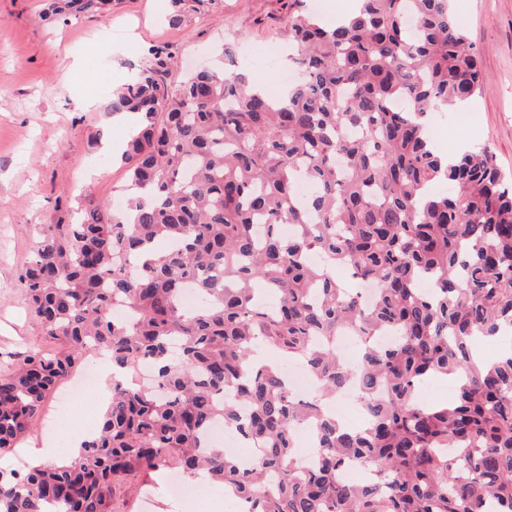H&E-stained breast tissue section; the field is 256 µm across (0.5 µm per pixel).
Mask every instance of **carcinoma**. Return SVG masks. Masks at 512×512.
Masks as SVG:
<instances>
[{
  "mask_svg": "<svg viewBox=\"0 0 512 512\" xmlns=\"http://www.w3.org/2000/svg\"><path fill=\"white\" fill-rule=\"evenodd\" d=\"M357 2L332 26L290 17L300 76L285 97L233 70L173 87L161 49L113 93L106 111L139 118L121 155L129 203L43 225L19 282L59 349L19 353L0 372V455L89 353H107L119 379L77 460L0 467V512H111L117 481L174 468L202 472L248 512H512V345L491 363L474 347L512 341V180L488 149L443 155L428 131L432 114L481 92L480 57L452 0ZM110 3L54 0L52 12ZM404 98L411 110H395ZM300 179L313 186L305 200ZM353 281L378 284L371 304ZM189 285L202 296L191 312L179 304ZM116 302L131 321L113 320ZM387 330L396 340L382 343ZM343 331L364 345L354 364L336 351ZM287 359L306 362L315 398L293 395ZM144 362L153 385L124 383ZM437 377L454 395L427 404L422 386ZM348 386L362 428L327 410ZM217 420L257 445L249 462L210 444ZM300 424L316 441L306 469Z\"/></svg>",
  "mask_w": 512,
  "mask_h": 512,
  "instance_id": "carcinoma-1",
  "label": "carcinoma"
}]
</instances>
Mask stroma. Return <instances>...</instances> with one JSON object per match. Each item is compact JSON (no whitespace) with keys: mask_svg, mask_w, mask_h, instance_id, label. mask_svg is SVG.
Listing matches in <instances>:
<instances>
[{"mask_svg":"<svg viewBox=\"0 0 512 512\" xmlns=\"http://www.w3.org/2000/svg\"><path fill=\"white\" fill-rule=\"evenodd\" d=\"M49 0H0V369L7 355L45 347L21 291L19 275L29 262L38 233L59 210H84L89 203L121 195L125 167L104 142L122 145L126 129L106 110L113 87L135 70L151 66L152 49L162 48L176 63L167 77L216 65L215 49L236 52V68L261 79L269 92L281 89L286 65L265 52L288 43L293 0H201L182 26L165 21L168 0H112L104 15L64 20L48 14ZM462 26L480 52L483 92L467 107L449 113L438 149L446 154L469 145L485 146L501 171L512 176V0H453ZM102 69H86L90 51ZM111 80L82 112L97 77ZM46 417L24 439L40 447L51 425L65 430L96 428L100 413L93 397L58 408L49 401ZM171 474L139 473L113 488L112 512H202L214 499L212 486L191 487L182 505L169 496Z\"/></svg>","mask_w":512,"mask_h":512,"instance_id":"1","label":"stroma"}]
</instances>
